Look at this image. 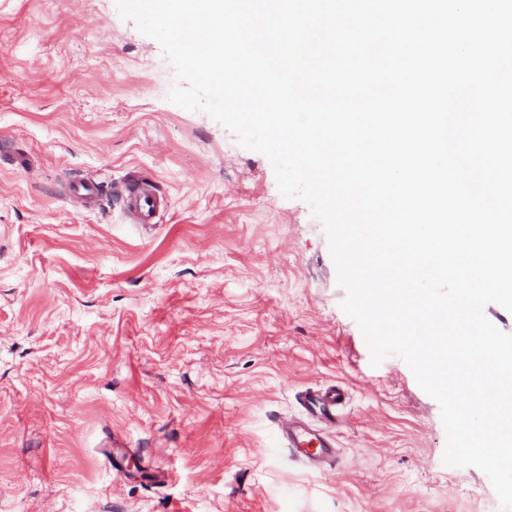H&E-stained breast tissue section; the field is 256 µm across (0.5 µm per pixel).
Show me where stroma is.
I'll return each instance as SVG.
<instances>
[{
	"instance_id": "obj_1",
	"label": "stroma",
	"mask_w": 512,
	"mask_h": 512,
	"mask_svg": "<svg viewBox=\"0 0 512 512\" xmlns=\"http://www.w3.org/2000/svg\"><path fill=\"white\" fill-rule=\"evenodd\" d=\"M175 83L116 0H0V512H501L409 366H372L308 204ZM331 383L321 471L275 434ZM147 181L137 180L129 185L126 195V209L137 215L143 224H149L153 221L157 209V198L148 192L144 185ZM346 399L345 389L340 385L331 384L321 391L306 395L304 408L326 426L335 428L336 417Z\"/></svg>"
}]
</instances>
